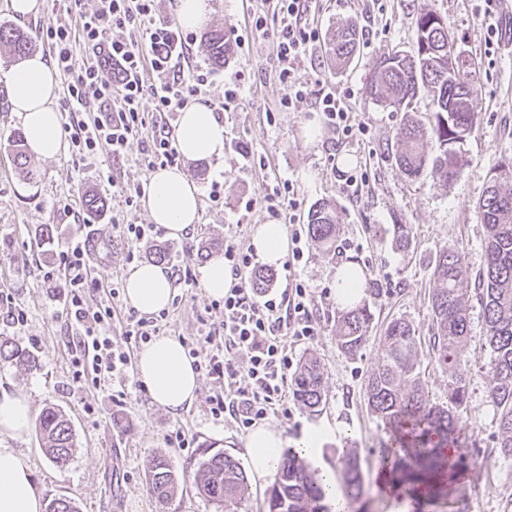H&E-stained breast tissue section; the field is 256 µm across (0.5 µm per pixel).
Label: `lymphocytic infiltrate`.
Returning a JSON list of instances; mask_svg holds the SVG:
<instances>
[{
    "instance_id": "1",
    "label": "lymphocytic infiltrate",
    "mask_w": 512,
    "mask_h": 512,
    "mask_svg": "<svg viewBox=\"0 0 512 512\" xmlns=\"http://www.w3.org/2000/svg\"><path fill=\"white\" fill-rule=\"evenodd\" d=\"M316 0H276L271 15H254V31L266 33L275 22V76L286 94L282 106L314 97L326 128L337 138L353 140L368 135L356 124L344 98L322 90L309 91L292 67L297 58L312 52L320 34L311 20ZM74 24L51 22L39 27L40 39L53 52V60L67 83L64 105L68 120L63 129L73 163L96 165L99 179L110 172L98 157L107 146L117 158L130 144L145 139L141 165L145 170L174 165L178 152L168 123L170 113L204 94L209 70L190 65L189 44L178 26L157 18L156 0H96L84 9L82 0H65ZM87 49L81 63H74L72 47ZM100 105L92 119L80 118L89 103ZM268 213L292 226L285 281L257 289L248 280L255 269L251 249L236 242L224 245V264L235 279L222 299L212 301L219 321L188 343V354L202 376L215 386L210 399L213 421L234 418L243 428L266 419L282 406L293 357L289 341L312 339L317 319L310 291L296 270L305 258L306 240L297 224L301 201L292 181H280L263 199ZM94 251L87 236H74L54 261L46 264L43 282L52 285L66 278L70 298L66 308V334L71 346L75 381L100 386L124 371L130 354L112 345V305L119 296L110 288L100 298L101 284L89 278L87 266Z\"/></svg>"
}]
</instances>
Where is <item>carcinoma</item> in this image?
Returning a JSON list of instances; mask_svg holds the SVG:
<instances>
[{
	"label": "carcinoma",
	"instance_id": "1",
	"mask_svg": "<svg viewBox=\"0 0 512 512\" xmlns=\"http://www.w3.org/2000/svg\"><path fill=\"white\" fill-rule=\"evenodd\" d=\"M357 26L348 23L329 34L328 54L338 63L350 62L357 51ZM453 37L447 18L422 9L417 15L414 49L395 52L375 61L367 94L393 112L403 113L394 133L391 154L409 178L431 175L436 184L450 186L458 179L467 159L461 145L472 133L477 113L472 106L473 63L450 57ZM211 64L224 67L231 45L224 29L204 34ZM20 56L32 48L30 33L0 26V48ZM429 100L423 117L414 112L419 97ZM13 162L27 180L34 179L22 132L12 134ZM477 211L486 233L485 264L472 274L462 253L442 247L432 276L435 288L430 305L431 359L448 374V395L443 404L433 402L427 383L417 368L418 336L409 322L393 320L385 328L379 360L367 377V406L382 423L386 438L376 449L386 465L383 471L411 492L425 488L426 498L446 499L456 491L458 462L442 452L460 448L456 432L464 419L467 384L463 367L471 340L463 286L478 290L486 326L485 344L491 351L487 391L499 411L497 448L512 456V161L505 160L491 175ZM308 232L329 247L336 242V215L321 202L308 216ZM373 313L366 305L347 306L337 312L336 341L345 353L355 355L369 342ZM0 362L30 368L35 358L17 344L0 342ZM293 395L314 410L325 399L324 373L317 358L302 362L294 377ZM45 451L57 465H66L75 448L70 419L59 409L45 408L37 420ZM347 512H360L364 476L357 453L341 458ZM201 495L218 505L242 499L248 492V476L233 456L203 450L195 473ZM149 491L159 500L176 488L172 465L165 458L153 461L147 474ZM325 493L306 461L294 453L282 458L265 500L266 512H329Z\"/></svg>",
	"mask_w": 512,
	"mask_h": 512
}]
</instances>
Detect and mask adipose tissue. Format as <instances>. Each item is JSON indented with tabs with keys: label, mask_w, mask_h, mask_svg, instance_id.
Listing matches in <instances>:
<instances>
[{
	"label": "adipose tissue",
	"mask_w": 512,
	"mask_h": 512,
	"mask_svg": "<svg viewBox=\"0 0 512 512\" xmlns=\"http://www.w3.org/2000/svg\"><path fill=\"white\" fill-rule=\"evenodd\" d=\"M7 82L12 88L11 105L21 119L29 149L51 158L62 149L60 114L53 106L59 82L55 71L41 54L20 59L10 69ZM176 147L188 160L220 158L224 155V124L209 105H185L178 117ZM142 205L154 224L168 237L183 238L199 216V188L180 168H162L149 174ZM252 246L269 265L281 264L288 253L283 225H258ZM124 296L131 307L143 314L159 312L172 301L174 290L160 265L144 263L133 268L124 281ZM136 370L155 403L171 412L188 410L197 398L198 374L182 343L162 336L142 348ZM28 397L0 392V437H16L32 424ZM325 431L312 427L304 431L298 449L311 466L318 469L326 485V503L331 512H343L344 499L336 487L333 469L322 463ZM286 440L281 431L267 425L256 426L249 435V465L255 478L272 475L281 460ZM41 495L34 484L32 469L15 449L0 448V512H43Z\"/></svg>",
	"instance_id": "ef3b65f1"
}]
</instances>
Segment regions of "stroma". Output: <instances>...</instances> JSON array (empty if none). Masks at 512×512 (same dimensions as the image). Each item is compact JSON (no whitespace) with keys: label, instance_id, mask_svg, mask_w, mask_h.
<instances>
[{"label":"stroma","instance_id":"1","mask_svg":"<svg viewBox=\"0 0 512 512\" xmlns=\"http://www.w3.org/2000/svg\"><path fill=\"white\" fill-rule=\"evenodd\" d=\"M209 4L204 28L187 33L190 64L209 66L203 41L208 28H223L234 53L223 68L213 70L205 102L225 101L231 74L240 73L241 81L235 99L227 101L220 114L223 158L178 161L200 189L198 223L182 239L161 233L157 240L166 244L170 263L196 274L211 257L223 254L225 241L250 244L256 226L271 223L262 200L277 181L295 183L303 200L301 217H308L316 203L333 205L339 225L336 239L348 242L350 248L340 255L309 243V259L298 273L312 291L318 334L294 343L292 351L295 363L310 355L320 361L325 402L313 411L287 397L268 422L282 431L291 450L309 426H329L322 445L324 462L340 469L343 452L356 451L365 476L363 512H391L390 500L377 486L373 450L380 445L382 431L366 406L365 381L377 361L388 322L408 321L421 338H428L435 287L432 270L442 246L458 249L472 269L485 264V230L475 203L488 184L490 169L512 158V33L503 36L493 56H486V29L476 12L490 10L507 25L512 23V0H380L382 12L373 22L362 0H319L315 22L322 34L349 21L373 30L345 67L334 65L322 44L295 64L297 76L310 89L349 95L351 112L369 134L366 140L343 143L325 128L313 98L296 102L293 110H282L285 91L274 77L273 37L255 35L249 23L251 11L262 8V0H209ZM424 7L447 18L459 50L477 69L473 106L478 121L462 146L469 163L446 188L434 185L429 175L411 179L399 169L387 146L401 116L365 91L377 59L411 50L416 16ZM15 61L9 52L0 53V293L9 294L14 305L25 310L27 322L13 324L0 312V340L29 349L37 366L26 371L0 364V392L27 395L37 414L49 405L62 410L74 428L75 451L68 465L55 466L43 453L34 426L20 437L0 440V446L25 457L44 501L67 497L79 512H218L195 486L197 464L206 448L227 452L247 464L248 430L230 418L212 420L209 407L214 388L204 380L195 403L178 415L152 401L132 365L99 389L76 383L63 331L66 285L61 282L50 288L40 277V266L78 231L60 211V202L71 200L78 209L85 193L94 191L104 198L105 209L89 222L101 245L91 274L123 287L130 266L113 225L145 224L149 218L141 202L126 205L113 189L147 180L138 165L143 145L133 141L123 157L112 161L109 186L100 184L95 168H74L66 151L53 158L30 156L37 180L27 183L14 166L10 148L11 134L22 126L20 116L11 110L5 80ZM358 167L368 184L360 195L351 197L341 189V175ZM215 181L224 185L217 199L210 196ZM42 224L52 225V237H38ZM397 224L411 229L410 243L403 249L393 239ZM349 262L361 265L366 280L381 287L380 293H363L362 301L374 315V329L369 344L354 356L336 343V269ZM465 301L472 336L464 372L468 419L460 433L466 476L458 503L429 500L422 512H512V457L502 456L496 448L498 411L487 393L490 351L483 344V313L474 292H467ZM210 302L203 288L182 291L177 304L167 308L162 335L188 341L197 338L204 331V320L212 315ZM177 428L192 440V447H169L166 437ZM158 455L170 460L178 480L175 495L165 501L152 496L146 484L149 462Z\"/></svg>","mask_w":512,"mask_h":512}]
</instances>
